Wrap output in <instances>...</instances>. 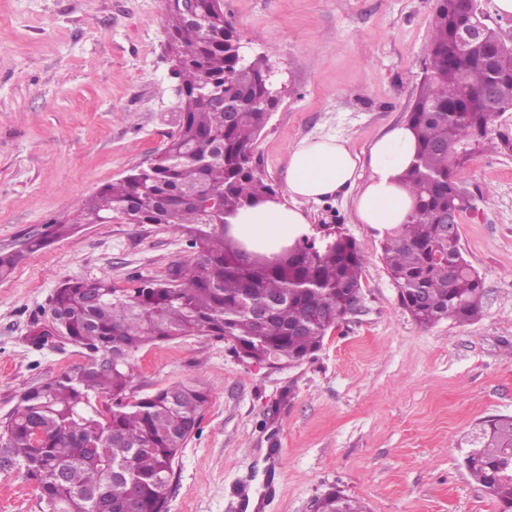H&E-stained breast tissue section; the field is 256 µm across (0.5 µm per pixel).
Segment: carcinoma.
Segmentation results:
<instances>
[{
    "mask_svg": "<svg viewBox=\"0 0 512 512\" xmlns=\"http://www.w3.org/2000/svg\"><path fill=\"white\" fill-rule=\"evenodd\" d=\"M165 10L182 95L176 131L149 163L100 187L71 218L0 253L2 278L74 225L102 219L164 224L188 233L196 252L170 275L132 288L100 277L54 291L52 320L66 325L87 360L25 388L0 422V467H15L37 484L40 512H166L176 458L197 429L209 391L189 381L129 399L142 348L215 336L242 363L280 368L310 358L362 297L366 254L349 236H307L273 259L227 237L224 217L275 195L253 159L280 101L278 85L268 78L267 56L245 50L224 12L193 22L178 0H165ZM469 21L458 0H436L428 64L407 118L416 162L401 175L415 210L382 245L400 305L421 327L482 313L483 281L439 216L466 210L457 170L480 145L493 143L495 114L484 109L485 90L505 89V106H512V32H492L503 48L488 57L459 40ZM220 91L233 111L207 100ZM466 444V471L502 512H512V416L482 421ZM315 509L367 512L336 488Z\"/></svg>",
    "mask_w": 512,
    "mask_h": 512,
    "instance_id": "1",
    "label": "carcinoma"
}]
</instances>
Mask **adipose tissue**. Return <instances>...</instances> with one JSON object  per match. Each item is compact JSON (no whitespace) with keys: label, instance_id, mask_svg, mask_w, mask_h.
Returning <instances> with one entry per match:
<instances>
[{"label":"adipose tissue","instance_id":"1","mask_svg":"<svg viewBox=\"0 0 512 512\" xmlns=\"http://www.w3.org/2000/svg\"><path fill=\"white\" fill-rule=\"evenodd\" d=\"M416 153L415 136L405 124L374 141L363 157L336 137L301 140L288 150L285 197L227 216L229 233L251 251L279 252L310 234L306 203L344 188L357 191L354 205L360 223L386 233L406 223L413 210L414 200L401 176Z\"/></svg>","mask_w":512,"mask_h":512}]
</instances>
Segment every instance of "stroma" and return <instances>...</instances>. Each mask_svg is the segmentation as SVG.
Returning <instances> with one entry per match:
<instances>
[{
	"mask_svg": "<svg viewBox=\"0 0 512 512\" xmlns=\"http://www.w3.org/2000/svg\"><path fill=\"white\" fill-rule=\"evenodd\" d=\"M435 0H223L251 50L286 90L256 145L257 173L286 190L289 147L334 136L363 155L406 122L427 63ZM163 0H0V252L18 248L100 186L161 150L182 97ZM504 141L457 180L469 196L461 246L479 272L483 314L424 328L401 308L379 232L354 190L306 203L367 252L358 309L314 358L273 371L240 363L224 340L184 336L140 350L128 394L198 381L210 399L174 465L168 512H314L329 488L368 512H499L462 465L480 420L512 416V112ZM194 256L162 224H85L0 278V419L24 388L85 362L36 336L67 280L119 288ZM34 482L0 469V512H39Z\"/></svg>",
	"mask_w": 512,
	"mask_h": 512,
	"instance_id": "obj_1",
	"label": "stroma"
}]
</instances>
